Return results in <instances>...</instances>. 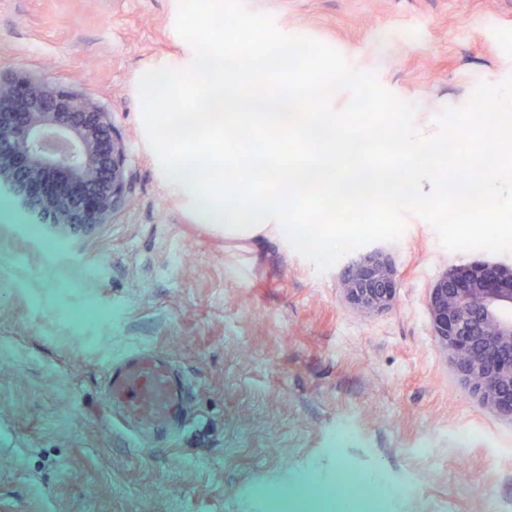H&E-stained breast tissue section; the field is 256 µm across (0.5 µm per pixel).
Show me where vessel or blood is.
<instances>
[{"mask_svg": "<svg viewBox=\"0 0 512 512\" xmlns=\"http://www.w3.org/2000/svg\"><path fill=\"white\" fill-rule=\"evenodd\" d=\"M105 402L134 434L173 431L182 427L187 411V384L166 354L135 348L108 367Z\"/></svg>", "mask_w": 512, "mask_h": 512, "instance_id": "obj_1", "label": "vessel or blood"}]
</instances>
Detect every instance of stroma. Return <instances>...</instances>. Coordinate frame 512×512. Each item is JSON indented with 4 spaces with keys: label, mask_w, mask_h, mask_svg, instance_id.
I'll use <instances>...</instances> for the list:
<instances>
[{
    "label": "stroma",
    "mask_w": 512,
    "mask_h": 512,
    "mask_svg": "<svg viewBox=\"0 0 512 512\" xmlns=\"http://www.w3.org/2000/svg\"><path fill=\"white\" fill-rule=\"evenodd\" d=\"M286 34L376 72L432 125L512 75V0H246ZM177 0H0V76L90 94L124 136L132 199L66 237L0 212V512H266L260 489L353 467L389 512H512V424L450 372L428 295L485 251L444 249L411 215L382 242L397 295L351 308L279 239L228 246L171 192L146 143L140 75L192 58ZM167 353L185 431L139 443L103 405L112 359Z\"/></svg>",
    "instance_id": "35a3bbf8"
}]
</instances>
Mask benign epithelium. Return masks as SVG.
Here are the masks:
<instances>
[{
	"label": "benign epithelium",
	"instance_id": "1",
	"mask_svg": "<svg viewBox=\"0 0 512 512\" xmlns=\"http://www.w3.org/2000/svg\"><path fill=\"white\" fill-rule=\"evenodd\" d=\"M0 193L33 224L64 233L104 224L131 201L125 139L86 94L0 77ZM341 291L356 310H383L396 298L393 269L374 248L346 265ZM429 314L454 375L512 423V265L453 266L430 289Z\"/></svg>",
	"mask_w": 512,
	"mask_h": 512
}]
</instances>
